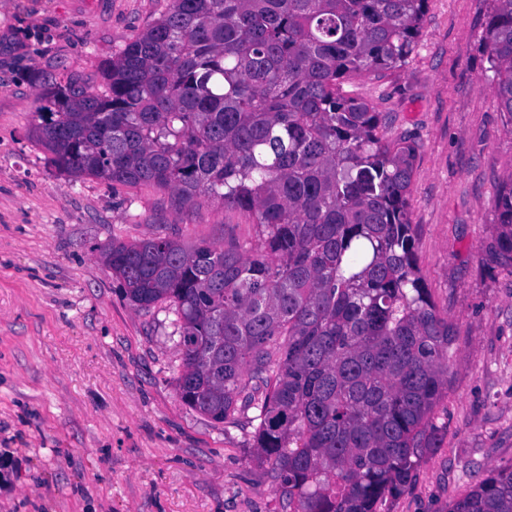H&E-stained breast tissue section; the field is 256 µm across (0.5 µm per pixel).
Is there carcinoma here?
<instances>
[{"label": "carcinoma", "instance_id": "1", "mask_svg": "<svg viewBox=\"0 0 512 512\" xmlns=\"http://www.w3.org/2000/svg\"><path fill=\"white\" fill-rule=\"evenodd\" d=\"M494 2L483 49L512 122V0ZM427 3L170 0L101 90L38 91L32 136L61 172L252 218L222 248L156 235L102 257L133 306L174 316L180 401L218 423L254 410L253 458L288 512H378L439 446L456 335L418 266L415 148L341 91L406 63ZM494 208L512 263V176ZM448 512H512V464Z\"/></svg>", "mask_w": 512, "mask_h": 512}]
</instances>
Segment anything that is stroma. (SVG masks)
<instances>
[{
  "label": "stroma",
  "mask_w": 512,
  "mask_h": 512,
  "mask_svg": "<svg viewBox=\"0 0 512 512\" xmlns=\"http://www.w3.org/2000/svg\"><path fill=\"white\" fill-rule=\"evenodd\" d=\"M168 0H0V512H284L250 456V412L224 425L183 405L160 308L129 304L102 249L161 234L190 246L253 234L243 212L168 190L71 180L30 134L35 75L98 84ZM492 0H428L400 68L355 78L387 137L416 148L410 218L421 274L457 336L440 447L380 512H448L512 463V266L493 201L512 173L481 36Z\"/></svg>",
  "instance_id": "35a3bbf8"
}]
</instances>
